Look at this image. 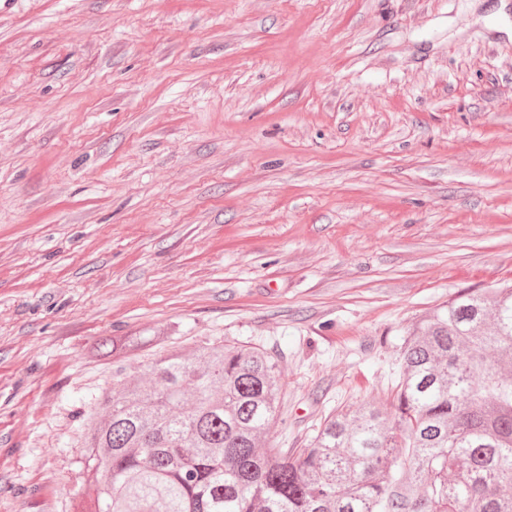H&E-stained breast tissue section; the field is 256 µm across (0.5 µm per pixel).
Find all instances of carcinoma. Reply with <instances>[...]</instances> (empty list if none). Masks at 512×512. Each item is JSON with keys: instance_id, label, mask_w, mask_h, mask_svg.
<instances>
[{"instance_id": "obj_1", "label": "carcinoma", "mask_w": 512, "mask_h": 512, "mask_svg": "<svg viewBox=\"0 0 512 512\" xmlns=\"http://www.w3.org/2000/svg\"><path fill=\"white\" fill-rule=\"evenodd\" d=\"M153 342L116 336L122 358ZM512 286L473 290L414 325L394 412H334L305 448L261 445L278 360L229 340L112 370L83 424L93 512H512Z\"/></svg>"}]
</instances>
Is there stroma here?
Here are the masks:
<instances>
[{"label":"stroma","mask_w":512,"mask_h":512,"mask_svg":"<svg viewBox=\"0 0 512 512\" xmlns=\"http://www.w3.org/2000/svg\"><path fill=\"white\" fill-rule=\"evenodd\" d=\"M504 284L512 0H0V512L86 506L101 338L266 350L303 448Z\"/></svg>","instance_id":"stroma-1"}]
</instances>
